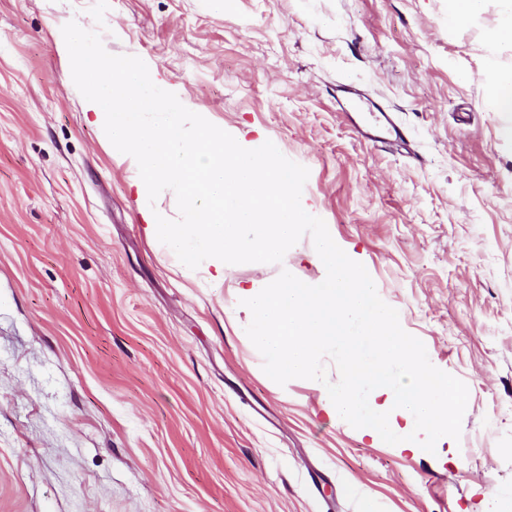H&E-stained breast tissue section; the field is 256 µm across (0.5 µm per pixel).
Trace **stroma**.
<instances>
[{
    "label": "stroma",
    "mask_w": 512,
    "mask_h": 512,
    "mask_svg": "<svg viewBox=\"0 0 512 512\" xmlns=\"http://www.w3.org/2000/svg\"><path fill=\"white\" fill-rule=\"evenodd\" d=\"M498 0H0V512H485L512 494V116L490 72ZM155 66L251 148L309 170L302 197L430 362L469 397L435 453L364 436L309 380L270 381L234 289L325 270L303 236L223 287L146 230L60 50L68 22ZM470 80H462V73ZM349 81L408 151L368 144ZM486 0H448V23L458 25L480 15Z\"/></svg>",
    "instance_id": "35a3bbf8"
}]
</instances>
